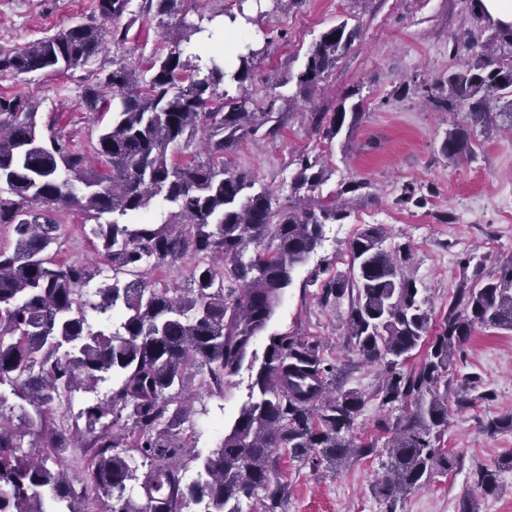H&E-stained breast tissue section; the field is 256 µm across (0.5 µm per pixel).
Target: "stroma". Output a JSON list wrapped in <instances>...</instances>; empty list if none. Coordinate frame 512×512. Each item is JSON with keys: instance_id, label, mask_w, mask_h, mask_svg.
<instances>
[{"instance_id": "35a3bbf8", "label": "stroma", "mask_w": 512, "mask_h": 512, "mask_svg": "<svg viewBox=\"0 0 512 512\" xmlns=\"http://www.w3.org/2000/svg\"><path fill=\"white\" fill-rule=\"evenodd\" d=\"M98 0H0V50L15 51L40 38L78 23L98 22L117 29L125 38L106 39L102 51L84 66L55 73H0V96L20 95L32 100L39 128L54 127L75 149L89 154L88 167L104 170L92 156L99 131L110 122L108 112L86 109L82 92L119 65L147 73L154 58L166 54L168 44L146 0H128L125 12L101 20ZM473 0H297L272 6L265 0H179L171 25L197 21L202 15L237 13L236 28L245 42L263 52L249 94L257 111L272 112L284 121L279 136L260 135L239 143L228 159L233 166L252 170L256 189L270 191L287 204L295 159L307 153L319 157L328 173L322 196L337 192L350 181H365L368 191L345 194L350 216L325 227L320 248L293 274L265 335L252 348L264 354L270 337L305 336L320 344L326 359L337 366L345 387L363 392L366 404L354 434L362 441L384 442L378 428L389 413L376 392L383 365H366L344 342L347 303H327L319 284L348 269L349 246L365 228L381 225L385 244L410 249L408 270L434 319H441L458 283L461 262L475 257L485 270L512 260V127L474 129L472 159L451 161L438 152L448 129L462 122V114L423 107L413 93L415 81L444 75L458 61L450 54L454 36H472L482 43L486 34L472 12ZM359 29L360 36L335 69L309 95L294 81L312 43L341 21ZM361 89L364 112L351 146L341 140L325 142L310 125L314 112H332L353 105L350 93ZM430 188L425 207L398 204L405 182ZM59 226L55 246L58 260L89 262L107 268L108 262L92 242L94 211L63 207L53 214ZM457 372L481 374L494 398L462 412H451L441 448L457 455L453 470H436L423 489L401 497L395 512H456L458 501L473 489L477 468L512 456V433L488 435L486 422L512 411V332L475 329L457 357ZM257 370L243 365L223 392L193 395L190 426L196 450L217 446L247 401ZM276 475L288 486L285 512H385L373 493L382 475L378 455L356 454L339 470L313 468L277 450Z\"/></svg>"}]
</instances>
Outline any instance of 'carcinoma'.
Listing matches in <instances>:
<instances>
[{"instance_id":"obj_1","label":"carcinoma","mask_w":512,"mask_h":512,"mask_svg":"<svg viewBox=\"0 0 512 512\" xmlns=\"http://www.w3.org/2000/svg\"><path fill=\"white\" fill-rule=\"evenodd\" d=\"M126 0H98L102 17L117 18ZM180 23L169 51L152 61L151 77L120 65L103 89L85 91L86 106L112 105V122L93 152L108 171L89 174L85 155L55 132L36 130V112L21 97H0V225L14 233L0 246V512H282L286 484L272 478L276 450L291 459L340 466L353 448L352 433L365 397L336 381L319 344L301 336H272L242 406L220 444L203 457L192 451L184 424L190 414L186 381L224 389L253 361V340L272 320L293 273L321 245L324 226L350 212L339 196L368 187L350 182L329 201L315 195L325 181L319 159L301 155L291 181L295 202L284 207L266 190L250 192L251 171L233 170L224 154L238 140L280 121L251 109L247 84L261 50L245 45L228 70L215 60H182L181 44L205 31ZM487 37L463 66L417 86L438 112L463 108L470 126L446 132L439 153L448 160L473 156V129L512 126V25L483 18ZM358 29L342 21L312 45L296 83L312 90L350 49ZM99 25L79 24L0 52V73L56 72L86 63L104 48ZM238 94H230L231 88ZM360 104L310 114L312 129L331 141L352 133ZM206 134V159L182 162L171 149ZM161 196L177 211L164 222L140 215ZM422 188L406 184L398 203L422 207ZM83 207L112 220L91 229L112 275L51 254L57 206ZM379 225L350 244L348 272L322 285L326 302L348 298L346 345L364 362L384 363L377 391L400 411L388 434L385 476L375 494L390 501L423 489L434 470L456 459L437 445L448 429V392L456 356L475 328L512 331V262L486 273L480 264L463 275L436 323L416 280L407 272L408 247H383ZM193 260L187 287L149 281L142 267ZM102 277L93 291L87 287ZM427 350L419 369L400 368L415 350ZM111 382L106 397L73 412L75 393ZM481 378L466 374L456 388L459 408L489 398L475 395ZM31 407L19 421L45 436L44 448L23 447L26 431L5 414L9 397ZM490 434L512 432V412L490 419ZM80 451L82 473L67 474L63 452ZM146 468L138 476V467ZM512 458L474 473L475 489L496 493ZM195 477L185 481L186 472ZM135 481L143 500L133 495Z\"/></svg>"}]
</instances>
